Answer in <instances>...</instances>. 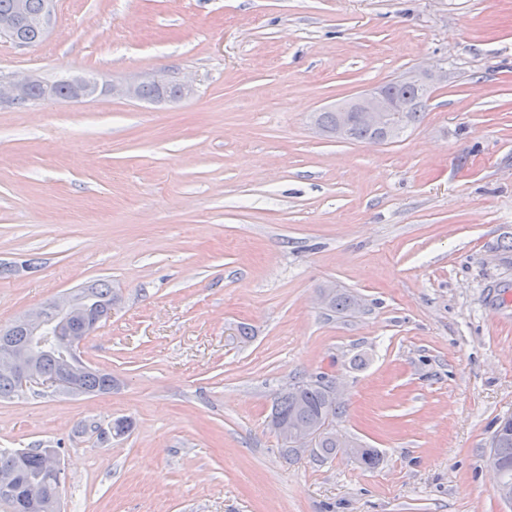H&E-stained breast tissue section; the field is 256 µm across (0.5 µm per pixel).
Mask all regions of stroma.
Returning a JSON list of instances; mask_svg holds the SVG:
<instances>
[{
    "label": "stroma",
    "instance_id": "stroma-1",
    "mask_svg": "<svg viewBox=\"0 0 512 512\" xmlns=\"http://www.w3.org/2000/svg\"><path fill=\"white\" fill-rule=\"evenodd\" d=\"M432 65L395 141L315 128ZM157 68L195 94L0 106V328L122 291L79 349L112 392L0 400V448L58 449L60 512H512L484 467L512 416V0H57L42 42L0 38V75ZM320 373L378 467L271 428ZM83 291L88 307L95 308L105 321L111 315L112 307L119 300V289L110 288L108 284L99 281L92 282L80 288Z\"/></svg>",
    "mask_w": 512,
    "mask_h": 512
}]
</instances>
